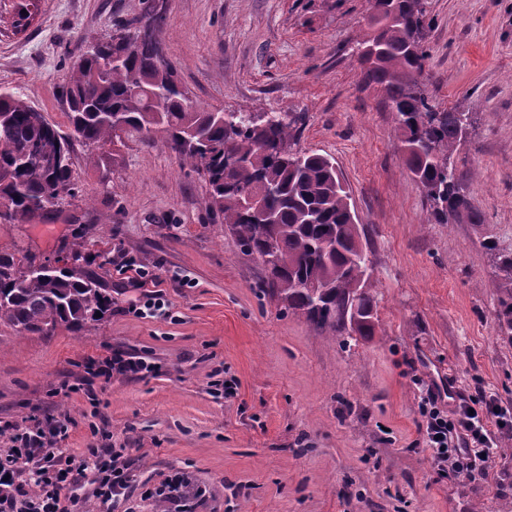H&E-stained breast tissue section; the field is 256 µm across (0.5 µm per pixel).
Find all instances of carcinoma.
Returning a JSON list of instances; mask_svg holds the SVG:
<instances>
[{"label": "carcinoma", "instance_id": "carcinoma-1", "mask_svg": "<svg viewBox=\"0 0 512 512\" xmlns=\"http://www.w3.org/2000/svg\"><path fill=\"white\" fill-rule=\"evenodd\" d=\"M29 0H18L14 27L34 19ZM371 35L357 47L362 80L384 94L394 115L397 140L411 177L430 206L436 224H480L467 192L468 174L456 153L468 139L467 112H438L427 95L425 47L428 0H372ZM122 25L124 38L90 47L73 66L64 93L69 133L12 93H0V199L9 201L0 219L28 224L52 217L64 200L78 197L72 168L74 142L98 150L97 167L107 166L105 148L117 126L127 133L164 132L182 165L205 177L207 207L224 224L241 251L267 271L264 287L316 328L345 345L357 335L372 336L377 299L367 289L371 260L351 209L350 193L334 160L298 148L302 115L273 112L257 123L242 112L224 119L198 108L158 57L152 40ZM122 56L107 67L102 60ZM236 159L228 166L226 159ZM263 193L271 220L244 210V196ZM74 234L68 262L46 266L34 257L0 252V323L17 331L50 336L60 324L78 332L99 321L112 305L88 271ZM497 272L498 335L512 343V250L487 245Z\"/></svg>", "mask_w": 512, "mask_h": 512}]
</instances>
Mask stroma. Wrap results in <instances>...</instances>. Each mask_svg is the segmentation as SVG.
Wrapping results in <instances>:
<instances>
[{"mask_svg":"<svg viewBox=\"0 0 512 512\" xmlns=\"http://www.w3.org/2000/svg\"><path fill=\"white\" fill-rule=\"evenodd\" d=\"M138 9L40 0L19 34L12 14L0 15V91L66 129L72 65ZM370 13V0H166L162 40L198 106L305 114L301 147L335 159L365 232L374 336L340 345L264 294L262 265L207 209L204 179L161 132L126 137L100 170L74 143L78 199L45 223L0 219V251L41 260L83 229L89 269L112 298L78 333L0 324V426L38 407L72 421L69 453H82L95 427L126 451L127 497L88 498L81 512H153L143 490L176 473L205 491L193 512H512V453H496L489 484L441 479L417 430L428 386L491 394L512 413V344L497 334L485 248L492 239L512 250V0H429L428 96L477 119L457 162L479 224L429 223L394 116L354 56ZM116 248L160 279L166 318L128 312L143 291L116 272ZM115 353L154 369L113 375L89 397H49Z\"/></svg>","mask_w":512,"mask_h":512,"instance_id":"stroma-1","label":"stroma"}]
</instances>
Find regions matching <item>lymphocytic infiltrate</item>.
Instances as JSON below:
<instances>
[{
    "instance_id": "1",
    "label": "lymphocytic infiltrate",
    "mask_w": 512,
    "mask_h": 512,
    "mask_svg": "<svg viewBox=\"0 0 512 512\" xmlns=\"http://www.w3.org/2000/svg\"><path fill=\"white\" fill-rule=\"evenodd\" d=\"M113 264L119 274L128 275L133 287L143 289L140 301L131 303L134 313L162 310L164 301L151 286L155 274L118 254ZM147 363L120 355L89 362L71 393L91 392L95 380L111 381L113 374L135 375L146 371ZM417 429L430 450L438 476L463 474L471 480L487 481L493 450L502 434L512 431L506 413L494 397L475 399L458 395L453 409H442L433 392L422 394ZM69 420L51 416L29 417L14 427L11 446L0 449V512H75L73 493L83 479H91L92 495L99 504L125 496L130 483L125 451L93 442L81 455L64 453L59 443L68 436ZM26 467H19V460Z\"/></svg>"
}]
</instances>
